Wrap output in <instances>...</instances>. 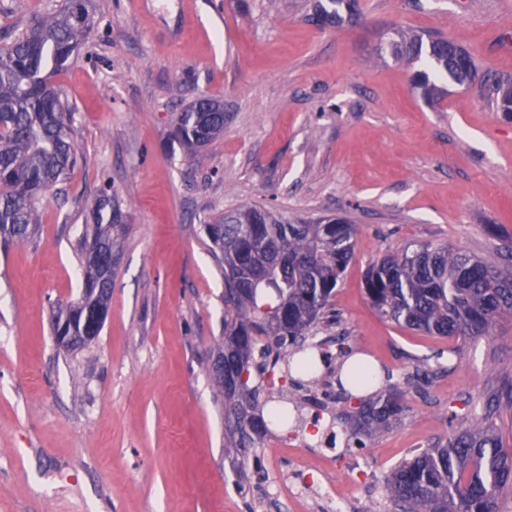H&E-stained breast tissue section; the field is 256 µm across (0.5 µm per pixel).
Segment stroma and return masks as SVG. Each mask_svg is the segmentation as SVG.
<instances>
[{"label": "stroma", "instance_id": "stroma-1", "mask_svg": "<svg viewBox=\"0 0 512 512\" xmlns=\"http://www.w3.org/2000/svg\"><path fill=\"white\" fill-rule=\"evenodd\" d=\"M313 2L91 0L84 41L52 79L80 161L38 200L35 235L0 246V512H275L273 490L295 477L337 489L344 512H389L391 467L448 437L449 404L512 378L511 316L489 340L439 339L380 319L364 291L369 263L410 243L490 263L512 247V120L476 83L429 106L412 67L376 54L381 33L437 31L478 75L512 77V0H359L327 29L309 21ZM63 3L0 0V45ZM203 94L223 101L224 134L189 153L174 123ZM104 193L125 213L109 312L95 341L66 350L50 310L79 295L84 224ZM252 205L356 226L334 331L391 382L413 357H455L406 386L408 414L363 449L335 421L336 388L317 386L335 446L310 425L271 427L241 483L209 364L224 274L202 238L210 218Z\"/></svg>", "mask_w": 512, "mask_h": 512}]
</instances>
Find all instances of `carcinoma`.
Wrapping results in <instances>:
<instances>
[{"label":"carcinoma","instance_id":"cac0c4a2","mask_svg":"<svg viewBox=\"0 0 512 512\" xmlns=\"http://www.w3.org/2000/svg\"><path fill=\"white\" fill-rule=\"evenodd\" d=\"M358 13L357 0H320L309 14L320 26L338 27ZM89 25L87 0H66L13 42L0 46V240L23 243L38 224L36 201L48 188L66 182L75 164L70 109L49 78L62 72ZM380 51L395 59L423 61L411 82L430 105L439 103L448 80L469 86L476 67L469 52L442 34L406 36L394 32ZM496 108L512 119V82L490 83ZM224 133V103L200 96L176 118L175 136L189 150ZM83 237L101 251L85 263L80 302L69 313L66 332L81 334V322L107 313L121 254L125 216L108 196L97 198ZM208 252L224 266V457L239 478L246 477L250 451L269 431L268 421L288 425V408L275 406L265 417L260 387L269 397L284 395L289 380L295 404L312 392L318 362L348 359L354 350L345 336L314 344V332L339 322L331 298L354 256L357 228L323 216L290 220L261 206L215 216L204 225ZM365 291L383 319L442 338L494 335L498 319L512 313V254L490 264L448 244H409L385 253L367 268ZM449 367L418 360L407 382L421 389ZM355 390L374 387L377 376L366 362L346 370ZM512 411V381L483 401L467 398L451 411L456 428L429 442L385 475L383 487L394 512H502L500 499L512 490V454L503 450L493 418ZM408 407L404 392L387 383L341 414L349 438L360 448L400 423Z\"/></svg>","mask_w":512,"mask_h":512}]
</instances>
